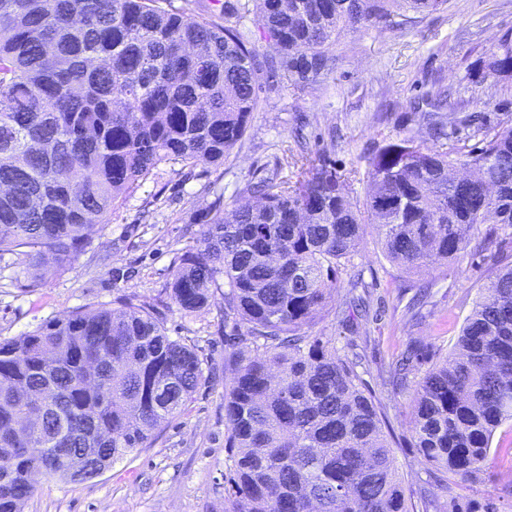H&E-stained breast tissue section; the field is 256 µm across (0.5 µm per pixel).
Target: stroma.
Returning a JSON list of instances; mask_svg holds the SVG:
<instances>
[{
  "label": "stroma",
  "mask_w": 512,
  "mask_h": 512,
  "mask_svg": "<svg viewBox=\"0 0 512 512\" xmlns=\"http://www.w3.org/2000/svg\"><path fill=\"white\" fill-rule=\"evenodd\" d=\"M512 28V0H448L439 11L413 15L394 27L354 30L329 45L336 58L325 82L289 89L255 112L241 145L221 166H160L155 176L132 193L108 223L90 229L92 249L71 269L29 291L21 258L0 256V337L32 330L86 304L113 306L120 295L153 300L163 295L177 253L195 245L210 195L217 182L224 209L250 199L249 184L266 172L289 177L300 151L326 155L339 173L349 175L355 197L367 190L368 161L383 135L413 136L432 144L431 131L410 100L433 81L447 87L449 103L465 100L469 112L488 124L512 122V94H499L492 78L478 72L482 51ZM512 261V243L498 239L455 263L408 274L383 255L374 231H367L341 274L332 297L344 303L348 281L366 286V312L353 321L331 316L318 324L317 336H332L339 352L365 356L359 373L383 404L398 445L395 456L406 490L428 485L431 469L408 442L411 395L393 393L382 372L414 342L449 351L479 289L496 269ZM429 292L421 308L411 305L418 289ZM210 306L195 317L163 309L169 336L192 346L203 362L204 379L184 413L165 425L151 447L141 449L98 478L64 482L37 476L34 497L24 512H226L224 493L227 450L224 436V326ZM512 461L492 456L479 481L460 487L457 497L472 504L495 502L512 512V496L503 492L502 474Z\"/></svg>",
  "instance_id": "stroma-1"
}]
</instances>
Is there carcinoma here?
Listing matches in <instances>:
<instances>
[{
  "label": "carcinoma",
  "instance_id": "carcinoma-1",
  "mask_svg": "<svg viewBox=\"0 0 512 512\" xmlns=\"http://www.w3.org/2000/svg\"><path fill=\"white\" fill-rule=\"evenodd\" d=\"M446 2L224 0L187 17L169 0H0V254L22 257L27 287H41L91 247L90 219L107 222L160 166L224 163L263 99L323 82L328 45ZM479 67L512 90L511 29ZM443 96L415 106L442 141L383 138L363 200L324 155L248 186L253 200L229 214L210 186L200 237L159 300L88 305L0 338V512H24L34 472L91 481L151 447L203 378L159 307L193 317L217 293L235 338L224 355L229 512H459L454 488L480 477L512 423V264L479 289L447 354L414 343L384 370V385L414 392L411 444L446 502L406 494L362 355L309 333L345 313L329 291L366 225L409 272L482 249V224L512 228V124L479 121L481 145L449 149L466 105L448 115Z\"/></svg>",
  "mask_w": 512,
  "mask_h": 512
}]
</instances>
